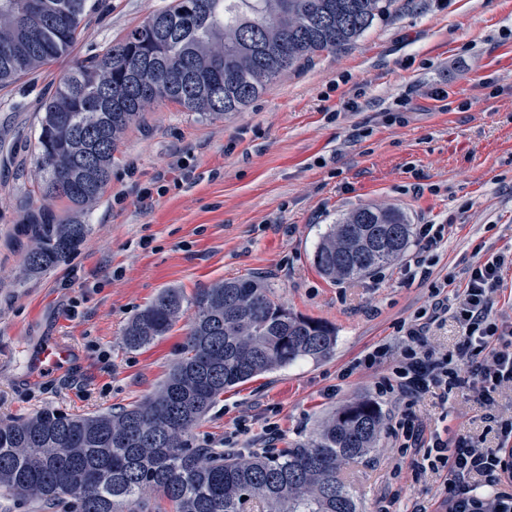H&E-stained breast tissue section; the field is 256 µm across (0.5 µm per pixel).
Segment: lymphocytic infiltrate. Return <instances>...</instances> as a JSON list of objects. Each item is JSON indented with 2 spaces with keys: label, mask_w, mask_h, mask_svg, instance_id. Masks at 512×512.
<instances>
[{
  "label": "lymphocytic infiltrate",
  "mask_w": 512,
  "mask_h": 512,
  "mask_svg": "<svg viewBox=\"0 0 512 512\" xmlns=\"http://www.w3.org/2000/svg\"><path fill=\"white\" fill-rule=\"evenodd\" d=\"M512 259L499 254L468 270L462 294L447 298L434 290L432 302L410 322L401 324V360L383 383V394L416 396L438 390L448 402L456 390L477 391L488 431L494 432L496 447H483L471 437L426 433L423 422L408 410L394 415L392 441L401 453L433 473H445L437 500L439 512H512V416L496 410L497 397L512 387V320L495 311L502 273ZM455 318L462 336L454 354L436 355L426 350L435 325Z\"/></svg>",
  "instance_id": "f902f5d3"
}]
</instances>
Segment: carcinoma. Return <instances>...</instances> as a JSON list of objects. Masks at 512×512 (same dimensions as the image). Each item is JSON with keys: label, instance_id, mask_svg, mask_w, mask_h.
I'll use <instances>...</instances> for the list:
<instances>
[{"label": "carcinoma", "instance_id": "1", "mask_svg": "<svg viewBox=\"0 0 512 512\" xmlns=\"http://www.w3.org/2000/svg\"><path fill=\"white\" fill-rule=\"evenodd\" d=\"M396 0H172L105 52L82 61L41 109L32 203L64 200L60 215L33 207L23 267L58 266L86 241L78 215L110 180L124 132L171 102L215 119L243 111L288 71L356 41ZM88 0H0V90L69 51ZM412 225L394 208L362 206L332 225L314 263L333 280L362 278L400 260ZM184 297L164 289L127 325L130 349L166 335ZM181 356L157 389L119 411L43 409L0 424V495L76 512H360L345 462L376 447L384 429L364 398L336 410L313 438L276 456L197 448L190 434L224 390L336 347L332 327L277 304L258 278L225 279L193 298Z\"/></svg>", "mask_w": 512, "mask_h": 512}]
</instances>
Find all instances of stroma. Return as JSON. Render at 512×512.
I'll list each match as a JSON object with an SVG mask.
<instances>
[{"label":"stroma","mask_w":512,"mask_h":512,"mask_svg":"<svg viewBox=\"0 0 512 512\" xmlns=\"http://www.w3.org/2000/svg\"><path fill=\"white\" fill-rule=\"evenodd\" d=\"M171 0H89L70 52L0 90V419L53 408L91 414L142 401L180 356L199 289L258 276L275 302L327 323L336 347L226 391L193 430L220 448L239 419L277 424L276 450L308 442L342 405L361 397L392 418L405 401L375 392L399 360L398 326L428 308L434 287L456 296L471 266L512 252V0H397L347 49L281 76L244 111L221 119L167 103L129 127L112 155L99 201L80 214L91 232L50 271L24 276L27 213L36 181L43 99L76 65L105 52ZM493 79L498 91L483 88ZM449 94L440 108L432 90ZM356 99L358 110L344 103ZM402 110L390 123L387 111ZM190 180L144 209L132 182L148 183L177 159ZM396 208L409 224L448 225L426 252L428 277L394 263L333 281L314 264L331 224L363 206ZM166 288L184 313L151 344L127 349L126 325ZM74 351L71 365L33 368L48 344ZM377 344L381 364L356 366ZM471 391L448 405L414 401L429 429L481 434ZM390 435L344 472L363 512L402 494L432 505L441 477L411 459L392 463Z\"/></svg>","instance_id":"1"}]
</instances>
